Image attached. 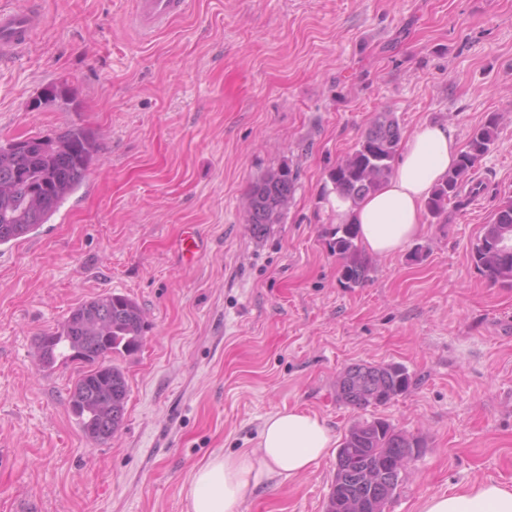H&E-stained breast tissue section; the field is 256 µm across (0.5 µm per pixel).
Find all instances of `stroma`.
Returning <instances> with one entry per match:
<instances>
[{
  "instance_id": "1",
  "label": "stroma",
  "mask_w": 512,
  "mask_h": 512,
  "mask_svg": "<svg viewBox=\"0 0 512 512\" xmlns=\"http://www.w3.org/2000/svg\"><path fill=\"white\" fill-rule=\"evenodd\" d=\"M42 17L23 61H0V142L73 125L102 147L48 224L0 245V512H190L193 472L255 447L285 407L335 437L363 411L336 399L357 363H397L414 384L374 416L425 438L386 512L494 481L512 489V288L470 251L512 194V0H191L150 38L131 0H13ZM67 84L78 111L33 110ZM392 112L402 137L446 124L459 145L497 116L482 190L342 287L325 232L328 174ZM290 166L282 223L254 234L251 184ZM195 227L194 262L177 242ZM105 292L143 309V345L116 358L129 394L107 442L69 404L72 363L36 343ZM336 455L259 488L245 512H325Z\"/></svg>"
}]
</instances>
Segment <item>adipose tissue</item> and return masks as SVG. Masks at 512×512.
<instances>
[{
	"label": "adipose tissue",
	"mask_w": 512,
	"mask_h": 512,
	"mask_svg": "<svg viewBox=\"0 0 512 512\" xmlns=\"http://www.w3.org/2000/svg\"><path fill=\"white\" fill-rule=\"evenodd\" d=\"M459 157L446 125L424 123L407 140L401 161L380 188L358 204L337 202L342 221L358 226L368 252L389 256L423 231L422 205ZM335 441L317 415L284 408L264 422L256 447L216 453L192 475L190 512H243L259 487L285 482L317 466ZM422 512H512V490L495 482L427 498Z\"/></svg>",
	"instance_id": "ef3b65f1"
}]
</instances>
